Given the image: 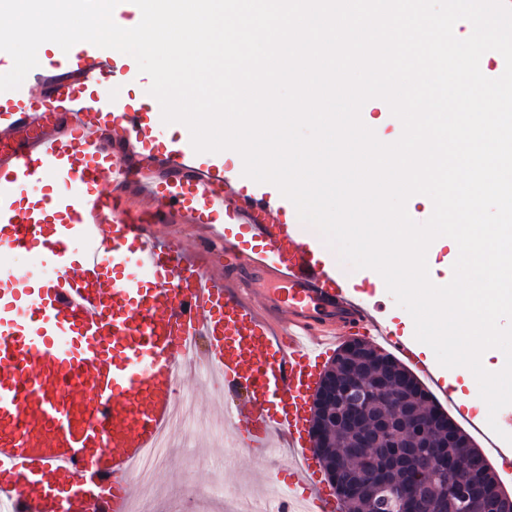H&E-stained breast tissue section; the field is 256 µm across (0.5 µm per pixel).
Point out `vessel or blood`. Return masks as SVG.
<instances>
[{"mask_svg":"<svg viewBox=\"0 0 512 512\" xmlns=\"http://www.w3.org/2000/svg\"><path fill=\"white\" fill-rule=\"evenodd\" d=\"M129 70L88 44L0 92V247L26 262L0 265V512H131L196 370L236 450L289 456L282 512H342L310 430L324 359L366 336L431 364L284 221L280 192L240 194L142 109L109 107ZM183 422L181 417H177L169 422L160 433V438L156 447L150 449L138 469V478L145 480L151 470L152 465L156 461L160 448H164L174 438L175 435L182 432Z\"/></svg>","mask_w":512,"mask_h":512,"instance_id":"obj_1","label":"vessel or blood"}]
</instances>
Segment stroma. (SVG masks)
Masks as SVG:
<instances>
[{"instance_id": "35a3bbf8", "label": "stroma", "mask_w": 512, "mask_h": 512, "mask_svg": "<svg viewBox=\"0 0 512 512\" xmlns=\"http://www.w3.org/2000/svg\"><path fill=\"white\" fill-rule=\"evenodd\" d=\"M352 286L367 289L370 302L380 303L381 316L391 328L406 338L414 336V322L398 307L381 276L374 270L350 271ZM223 440L209 435L191 437L189 445H175L155 467L149 486L137 487L136 501L141 512H236L226 496L235 490L260 498L275 488L267 478L266 466L238 454L232 462Z\"/></svg>"}]
</instances>
